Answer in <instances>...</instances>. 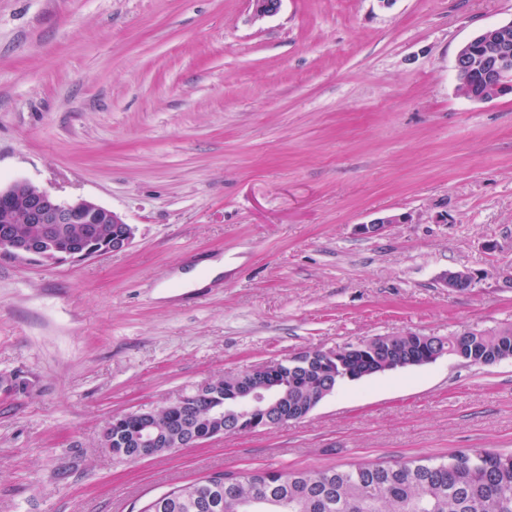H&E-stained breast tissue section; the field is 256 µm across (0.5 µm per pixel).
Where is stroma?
<instances>
[{
	"label": "stroma",
	"instance_id": "35a3bbf8",
	"mask_svg": "<svg viewBox=\"0 0 512 512\" xmlns=\"http://www.w3.org/2000/svg\"><path fill=\"white\" fill-rule=\"evenodd\" d=\"M509 22L512 0H281L260 20L249 0H0V188L134 229L75 263L0 250V512L512 451V359L448 356L344 382L283 427L135 462L103 446L115 415L309 349L512 326V95L471 100L454 70ZM218 257L221 279L177 286ZM456 270L473 288L443 287ZM411 220L410 215H384L373 219L368 224L357 225L356 230L359 235L373 237L382 234L387 230L389 224L407 223Z\"/></svg>",
	"mask_w": 512,
	"mask_h": 512
}]
</instances>
